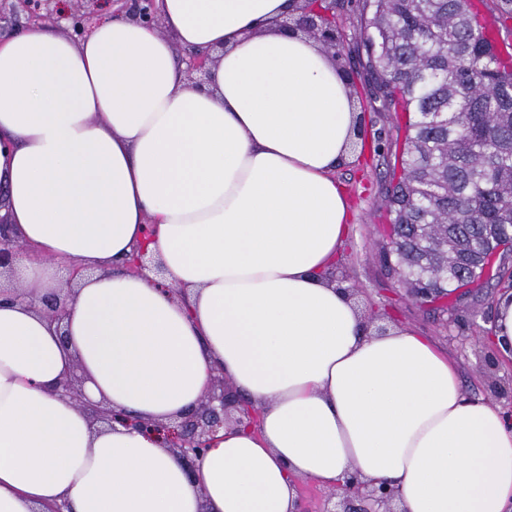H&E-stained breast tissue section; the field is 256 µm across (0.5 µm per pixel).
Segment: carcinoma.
I'll list each match as a JSON object with an SVG mask.
<instances>
[{"instance_id": "obj_1", "label": "carcinoma", "mask_w": 512, "mask_h": 512, "mask_svg": "<svg viewBox=\"0 0 512 512\" xmlns=\"http://www.w3.org/2000/svg\"><path fill=\"white\" fill-rule=\"evenodd\" d=\"M359 35L387 111L404 118L386 162L399 247L384 268L413 294L450 297L512 251V0H362Z\"/></svg>"}]
</instances>
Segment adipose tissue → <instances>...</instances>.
I'll return each mask as SVG.
<instances>
[{
    "label": "adipose tissue",
    "instance_id": "adipose-tissue-1",
    "mask_svg": "<svg viewBox=\"0 0 512 512\" xmlns=\"http://www.w3.org/2000/svg\"><path fill=\"white\" fill-rule=\"evenodd\" d=\"M293 0H162L163 30L0 40V512H296L299 482L396 487L401 512H512V420L403 327L370 332L330 278L357 114ZM220 46L208 83L180 51ZM144 249L157 275L131 273ZM92 271L52 321L71 264ZM82 401L59 390L72 374ZM223 374L261 411L194 468L89 405L168 423Z\"/></svg>",
    "mask_w": 512,
    "mask_h": 512
}]
</instances>
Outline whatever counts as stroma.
Segmentation results:
<instances>
[{
	"mask_svg": "<svg viewBox=\"0 0 512 512\" xmlns=\"http://www.w3.org/2000/svg\"><path fill=\"white\" fill-rule=\"evenodd\" d=\"M361 3L336 0L333 10L344 39L339 65L354 79L352 95L368 145L359 161L346 162L335 173L351 204V233L336 263V279L351 288L372 326H403L432 338L456 361L467 397L487 401L511 414L512 365L495 354L485 338L502 284L492 279L460 290L444 307L421 305L383 267L384 161L396 149V115L386 110L360 48L356 21Z\"/></svg>",
	"mask_w": 512,
	"mask_h": 512,
	"instance_id": "stroma-1",
	"label": "stroma"
}]
</instances>
